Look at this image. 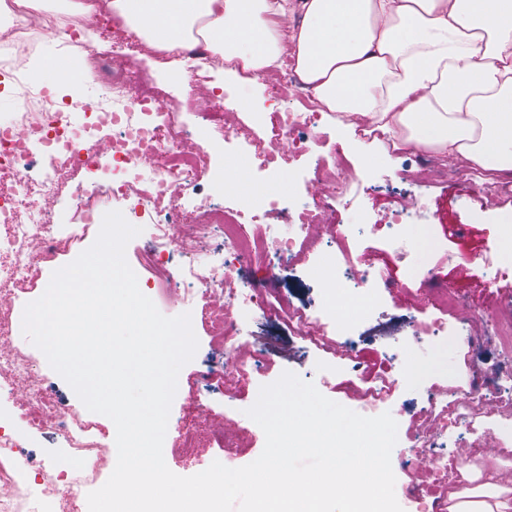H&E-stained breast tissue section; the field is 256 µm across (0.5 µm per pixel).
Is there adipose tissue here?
<instances>
[{"label": "adipose tissue", "instance_id": "obj_1", "mask_svg": "<svg viewBox=\"0 0 512 512\" xmlns=\"http://www.w3.org/2000/svg\"><path fill=\"white\" fill-rule=\"evenodd\" d=\"M127 25L175 49L201 30L259 71L279 57L267 19H300L297 70L328 111L401 131L404 147L512 173V0H112ZM464 471L450 512H512L502 488Z\"/></svg>", "mask_w": 512, "mask_h": 512}]
</instances>
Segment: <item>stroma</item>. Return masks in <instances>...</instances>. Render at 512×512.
Returning <instances> with one entry per match:
<instances>
[{
  "mask_svg": "<svg viewBox=\"0 0 512 512\" xmlns=\"http://www.w3.org/2000/svg\"><path fill=\"white\" fill-rule=\"evenodd\" d=\"M158 83L168 92L176 108V118L187 125L199 140H206V123L190 114L184 85L171 81L168 73L145 61ZM216 87L230 96L243 98L246 110L241 113L245 126L255 127L258 135H266V127L254 126L253 116L268 113L273 108L266 87L261 83L242 84L234 73L220 71L214 75ZM320 130L325 143L318 153L325 155L333 143H342L348 161L361 176V181L348 189V202L330 215L333 224H357L363 215L385 220L401 198L422 194L425 209L414 231V239L424 244L425 265L414 263L412 257L389 246L378 237L356 235L348 240L347 252L337 253V263L353 262L384 270L386 278L378 282V302L369 314H360L359 300H351L347 311L356 314L357 355L364 371L376 374L409 375V384L401 387L384 409L394 415L398 424V451L392 452L391 464L397 472L395 494L404 512H422L429 492L413 490L407 475L416 469V459L408 452L419 431L416 420L427 406L426 387L438 384L449 392L464 394L473 385L476 375L499 378L502 390L512 391V353H505L499 344L493 325L500 320H512V270L504 275L496 288H485L490 270L489 260L503 251L512 249V181L503 183L487 171H479L478 178L468 186H460L456 167L445 164L442 156L414 153L405 147H394L391 136H383V148H376L368 140L359 138L357 129L337 125L322 118ZM217 168L231 172L230 185L214 187L210 175L198 180V189L212 196L214 202L234 208L240 200L253 197L257 192L272 188L290 194L305 193L307 182L313 176L314 157L296 159L291 166L277 174L258 171L253 167L245 144L232 140L215 150ZM499 200L496 208L484 207L486 199ZM452 224L471 226L470 235L449 242L448 227ZM99 227H91L75 251L54 255L48 262L46 275L18 295L15 299V317H22L25 306L45 292L52 272L72 263L79 253L87 250L97 239ZM149 233L133 238L126 248V259L135 272L140 291L149 297L159 312L178 316L192 312L193 304H173L169 291L158 282L150 261ZM327 260L312 259L297 266H285L274 276H267L258 265H246L240 270L244 285L264 288L275 285L293 304L302 305L310 313L321 314L330 297L323 288L328 278ZM448 290L457 304L456 310L436 305L433 296ZM476 313L473 326L479 341L470 345L455 336H440L434 340L415 335L417 323L454 321L457 314ZM192 327L198 340L194 359L187 363L178 376L179 394L173 401L168 420L169 429L164 440V459L169 469L180 476H191L207 469L213 462L237 468L256 460L265 446V435L252 420L238 416L240 410L251 408L262 386L274 383L284 372H292L302 380L313 383L328 399L352 410L359 411L358 392L361 381L350 382L342 377L347 360L328 350L308 345L287 325H272L261 314H252L245 322L244 337L259 349L257 370L248 384L227 391L217 385H208L199 377L204 365L218 366L224 359L223 348L214 342L209 327L201 320H193ZM12 348L28 356L36 366L38 379L49 384L67 408L80 409L88 422L90 434L104 432L103 443L109 455H116V428L105 415L84 409L82 401L70 385L53 370L45 355L23 334L15 330L9 340ZM400 360H393V353ZM202 401L209 411L196 433L193 459H186L175 441L178 423L191 420L190 405ZM228 424L245 433L241 447L225 448L218 427ZM0 425L22 433L31 459L50 462L66 452L67 443L56 429L29 434L16 418L8 390H0ZM512 435V420L502 419L496 424L478 421L473 433L450 428L441 441L440 452L460 456L467 447L478 449L472 457L482 473V482L499 483L503 472H512V450L505 455H490L488 448L500 436Z\"/></svg>",
  "mask_w": 512,
  "mask_h": 512,
  "instance_id": "stroma-1",
  "label": "stroma"
}]
</instances>
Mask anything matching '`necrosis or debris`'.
<instances>
[{
	"instance_id": "1",
	"label": "necrosis or debris",
	"mask_w": 512,
	"mask_h": 512,
	"mask_svg": "<svg viewBox=\"0 0 512 512\" xmlns=\"http://www.w3.org/2000/svg\"><path fill=\"white\" fill-rule=\"evenodd\" d=\"M81 2V8L74 10L56 0H0V72L10 73L18 84L15 112L7 124H0V287L7 289L0 294V337L13 333L12 297L41 276L52 256L71 251L92 224L102 221L98 202L106 198L113 209L131 213L137 223L150 227L154 272L168 283L172 301L183 304L203 296L198 316L231 345L222 370L225 381L248 378L256 368L255 349L233 343L242 321L256 310L266 318L295 325L304 341L313 345L334 334L337 350L353 357L354 318L339 314L333 306L323 315H311L273 289L233 286L234 275L247 263L273 270L294 263L302 254L330 256L333 245L353 232L404 247L422 210L420 198L400 205L385 222L367 221L336 230L326 216L356 174L343 147L335 144L329 159L317 160L304 197L272 192L235 209L217 206L206 197L189 199L197 179L214 166L212 147L231 138L244 137L250 159L261 171L280 170L282 161L309 154L312 143L321 139L323 105L302 93L297 83L292 52L295 21L270 17L283 51L272 68L253 71L201 42L174 50L150 45L122 28L108 0ZM116 29L121 37L110 45L112 83L97 101L85 96L82 67L73 72L65 99L41 86L28 59L37 38L64 33L71 45L80 48L85 36ZM143 58L161 65L183 61L188 108L210 121L209 146L198 143L176 120L165 93L139 67ZM221 70L265 83L273 101L293 100V107L272 112L274 137L243 134L237 112L227 107L226 95L213 84L214 73ZM79 113L84 116L80 123L74 120ZM65 197L81 221L63 233L56 229V209ZM273 211L287 214L293 235L280 237L267 230L264 221ZM217 230L224 235L226 253L220 264L210 259L206 248ZM175 249L187 256V263L173 262L170 253ZM375 279L369 269L349 264L337 269L328 291L340 299L360 295L362 305L369 308L378 298L372 287ZM0 376L8 379L11 390H24L21 402L28 429L37 432L54 424L71 447L48 466L32 465L44 495L58 501L62 512H88L86 491L98 478L105 448L88 440L86 425L76 423L52 390L36 381L26 356L0 348ZM426 399L430 418L416 441L420 450L437 447L449 424L466 427L474 418L496 416L494 405H476L436 384L427 388ZM23 455V440L0 427V512H18L24 496Z\"/></svg>"
}]
</instances>
